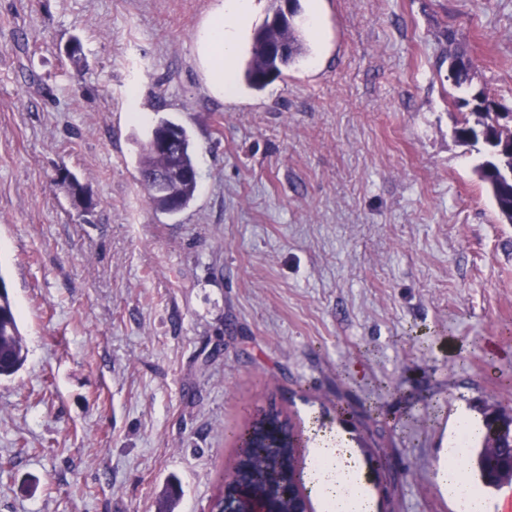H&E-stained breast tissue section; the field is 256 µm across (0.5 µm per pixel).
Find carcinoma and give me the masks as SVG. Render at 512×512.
Wrapping results in <instances>:
<instances>
[{
    "label": "carcinoma",
    "mask_w": 512,
    "mask_h": 512,
    "mask_svg": "<svg viewBox=\"0 0 512 512\" xmlns=\"http://www.w3.org/2000/svg\"><path fill=\"white\" fill-rule=\"evenodd\" d=\"M298 9H293L291 20L283 24L264 22L255 29L250 42L248 56L242 70V80L255 90L267 86L263 77L272 74L279 78L283 69L299 62L307 55L308 45L302 25L296 22ZM448 42V59L466 58L468 53L459 47L458 32L452 28L445 34ZM271 42L285 45L288 55L284 58L272 57L266 46ZM477 104L473 111L463 114L457 136L462 144L482 155V162L476 167L480 182L491 194L500 223L512 224V181L506 170L512 169V158L496 153L502 142L512 141V123L503 120L494 101L483 91L476 94ZM162 132L175 136L174 150L166 153L154 148L155 139ZM177 162L187 172L196 169V150L187 131L179 124L169 120H160L150 131L146 142L141 146L138 158L139 172L151 176L152 181L163 180L165 190L148 193L150 202L167 213H178L184 209L196 195V178L179 179L172 162ZM25 361L24 343L18 325L14 305L9 292L0 293V377L15 374ZM282 419L281 429L288 439L286 448H254L252 453L258 458L271 461V471L263 474L286 481L295 480L305 486L300 466L301 449L295 447L298 442L296 425L284 411H278ZM484 435L477 456V473L481 484L486 488H499L504 481L496 476L500 469L498 457L486 454L492 428L483 422ZM181 496V485L170 483L158 502L157 512H172V506Z\"/></svg>",
    "instance_id": "cac0c4a2"
}]
</instances>
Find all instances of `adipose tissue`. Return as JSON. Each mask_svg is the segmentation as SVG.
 <instances>
[{"label":"adipose tissue","instance_id":"1","mask_svg":"<svg viewBox=\"0 0 512 512\" xmlns=\"http://www.w3.org/2000/svg\"><path fill=\"white\" fill-rule=\"evenodd\" d=\"M252 13V0H221L213 13L201 52L216 93H223L233 77L237 34L249 23ZM478 437L477 422L465 410H458L441 450L443 464L438 473L440 487L453 500L455 512L490 510L489 500L466 465L469 448ZM306 481L323 512H375L363 465L341 434L319 432L309 451Z\"/></svg>","mask_w":512,"mask_h":512}]
</instances>
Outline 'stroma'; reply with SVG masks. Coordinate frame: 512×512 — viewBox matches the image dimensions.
<instances>
[{
	"instance_id": "obj_1",
	"label": "stroma",
	"mask_w": 512,
	"mask_h": 512,
	"mask_svg": "<svg viewBox=\"0 0 512 512\" xmlns=\"http://www.w3.org/2000/svg\"><path fill=\"white\" fill-rule=\"evenodd\" d=\"M216 2L0 0V275L26 347L0 380V512H155L173 478L175 512H210L271 401L303 445L311 417L348 435L376 512H453L454 412L512 409V224L451 101L512 110V0H300L308 56L222 94ZM162 119L197 150L175 214L138 179Z\"/></svg>"
}]
</instances>
